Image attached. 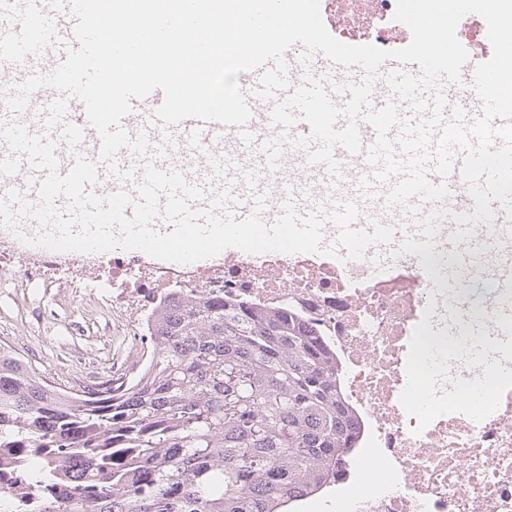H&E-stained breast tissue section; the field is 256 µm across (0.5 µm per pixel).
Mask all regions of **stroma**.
I'll return each mask as SVG.
<instances>
[{
  "label": "stroma",
  "instance_id": "stroma-1",
  "mask_svg": "<svg viewBox=\"0 0 512 512\" xmlns=\"http://www.w3.org/2000/svg\"><path fill=\"white\" fill-rule=\"evenodd\" d=\"M105 295L54 281L24 284L0 268V345L63 389L105 382L148 352L124 336Z\"/></svg>",
  "mask_w": 512,
  "mask_h": 512
}]
</instances>
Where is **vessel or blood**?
<instances>
[{
    "label": "vessel or blood",
    "instance_id": "b4317fda",
    "mask_svg": "<svg viewBox=\"0 0 512 512\" xmlns=\"http://www.w3.org/2000/svg\"><path fill=\"white\" fill-rule=\"evenodd\" d=\"M75 23L72 0H0V78L17 86L33 75L50 76L63 63L68 51L77 46ZM302 53V45L296 44L285 54L290 87H297L306 76H313L324 83L334 102L341 105L348 96L340 92V85L360 82L366 77L360 67L336 65L319 53L312 56L309 64H301ZM397 71L415 75L419 66L394 60L384 62L374 75L371 108L382 107L390 99L387 77ZM262 74V69L257 68L238 76L239 89L251 111L248 122L241 127L195 118L166 125L154 117L164 101L162 91L133 100L132 110L121 120L120 127L129 139L146 137L148 150L139 155L131 148H122L110 163L102 160L101 136L91 125L83 103L74 95L49 85L33 92L27 110L36 120L28 129L55 143L59 174H67L80 157L94 163L98 179L92 191L102 198L119 191L135 192L145 167L152 164L165 171L181 172L189 184L203 189V197L190 200L192 210L210 209L214 197L223 193L227 196L224 213L238 220L257 212L265 222H274L288 200L304 215L314 205L303 198L298 181L289 175L287 157H280L272 167L264 151L265 144L281 136L283 130L271 121L273 100L257 94ZM438 87L444 98V117H451L458 108L465 112L467 121L480 116L482 104L475 92L460 94L457 85L443 80ZM358 129L362 152L352 154L336 147L334 154L340 159V177H332L325 165L314 164L310 167L313 185L318 193L332 190L343 202L356 204L360 211L359 227H369L377 210L387 211L390 223H406L400 208H388L386 195L391 184L377 181L379 167L365 155L366 149L376 141L374 128L363 121ZM272 169L283 174L275 191L268 188L264 179L265 173ZM123 171L131 172L130 180L120 179ZM44 176L43 170L22 161L17 174L0 176V201L7 200L9 193L16 190L32 204H39L38 187ZM429 179L435 184L445 183L449 189L448 198L438 207L451 213L473 210L474 202L460 171H453L445 178L433 171ZM448 251L452 256L446 277L449 287L481 281L489 273L503 293H512V258L502 256L492 264H485L483 258L488 251L475 235L449 243Z\"/></svg>",
    "mask_w": 512,
    "mask_h": 512
}]
</instances>
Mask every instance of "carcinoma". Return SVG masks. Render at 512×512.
I'll return each mask as SVG.
<instances>
[{"label":"carcinoma","mask_w":512,"mask_h":512,"mask_svg":"<svg viewBox=\"0 0 512 512\" xmlns=\"http://www.w3.org/2000/svg\"><path fill=\"white\" fill-rule=\"evenodd\" d=\"M132 379L74 393L0 346V444L49 452L43 512H289L339 470L357 430L336 352L284 308L171 288L144 319Z\"/></svg>","instance_id":"obj_1"}]
</instances>
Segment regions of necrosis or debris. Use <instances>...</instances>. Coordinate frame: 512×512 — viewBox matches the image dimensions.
<instances>
[{
	"label": "necrosis or debris",
	"instance_id": "4bbe7bcc",
	"mask_svg": "<svg viewBox=\"0 0 512 512\" xmlns=\"http://www.w3.org/2000/svg\"><path fill=\"white\" fill-rule=\"evenodd\" d=\"M14 241L11 273L46 275L74 284L83 268L91 287L112 290L113 309L129 315L136 301L151 302L164 288L203 297L218 292L296 311L320 328L336 350L342 392L361 424L359 446L315 494L299 498L296 512H512V349L503 345L499 314L512 296L498 288L469 290L444 284L446 254L433 249L432 272L413 255L398 254L405 225L394 227L381 267L318 254L267 253L237 248L188 264L171 265L139 250L28 251ZM454 307V327L438 310ZM440 343V369L422 362L426 334ZM0 448V497L13 512H41L51 493L18 495V470ZM384 460V481L361 488L370 456Z\"/></svg>",
	"mask_w": 512,
	"mask_h": 512
}]
</instances>
